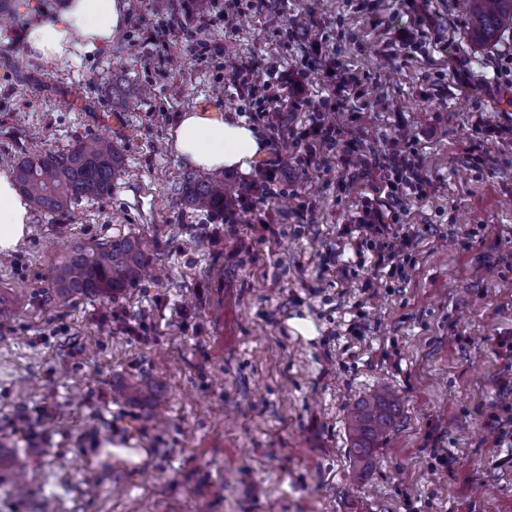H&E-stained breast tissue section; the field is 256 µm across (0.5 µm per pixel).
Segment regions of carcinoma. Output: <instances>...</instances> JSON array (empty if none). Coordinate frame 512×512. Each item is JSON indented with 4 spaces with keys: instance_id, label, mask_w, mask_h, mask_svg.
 I'll list each match as a JSON object with an SVG mask.
<instances>
[{
    "instance_id": "carcinoma-1",
    "label": "carcinoma",
    "mask_w": 512,
    "mask_h": 512,
    "mask_svg": "<svg viewBox=\"0 0 512 512\" xmlns=\"http://www.w3.org/2000/svg\"><path fill=\"white\" fill-rule=\"evenodd\" d=\"M472 38L480 44L496 41L512 27V0H468ZM112 103L126 107L133 93L121 81L112 82ZM119 150L98 139L81 140L61 152H38L17 163L15 184L32 207L48 216L68 211L74 200L108 193L122 167ZM227 187L224 179L208 177L185 186V201L192 209L222 210ZM150 244L126 237L96 242L74 250L55 270L52 285L60 296L113 297L141 275ZM399 407L396 394L382 388L357 403L349 412L350 454L366 464L373 448L394 424Z\"/></svg>"
}]
</instances>
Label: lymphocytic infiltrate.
<instances>
[{
  "mask_svg": "<svg viewBox=\"0 0 512 512\" xmlns=\"http://www.w3.org/2000/svg\"><path fill=\"white\" fill-rule=\"evenodd\" d=\"M302 61V68L287 76L269 69L262 86L247 89L255 118L265 121L269 129L277 128L282 103H289L294 111L309 105L305 92L306 64L323 66L327 81L335 91L337 110H347L364 95L360 78L329 60L320 43L305 47ZM294 136L304 152L306 164L327 171L337 168L345 173L353 168L355 142L345 139L343 128L330 123L322 113H311L307 124L295 129ZM285 166V160L276 154L261 163L247 191L225 203V223L238 224L247 217L264 223V207L277 195ZM363 173L374 181L372 193L364 197L347 222L338 227L339 238L350 245L354 258L338 264L336 276L340 281H347L353 267L368 265L389 278L404 279L409 268L415 265L413 251L417 233L403 218L408 213L410 200L426 197L433 180L422 164L414 140L400 135L389 142L383 153L368 158Z\"/></svg>",
  "mask_w": 512,
  "mask_h": 512,
  "instance_id": "f902f5d3",
  "label": "lymphocytic infiltrate"
}]
</instances>
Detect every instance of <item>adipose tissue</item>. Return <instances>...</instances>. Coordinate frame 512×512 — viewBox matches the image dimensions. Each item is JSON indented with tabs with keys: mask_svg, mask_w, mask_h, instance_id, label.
<instances>
[{
	"mask_svg": "<svg viewBox=\"0 0 512 512\" xmlns=\"http://www.w3.org/2000/svg\"><path fill=\"white\" fill-rule=\"evenodd\" d=\"M125 8L124 0H66L53 18L33 17L22 39L31 58L44 63H59L78 52L105 51L125 24ZM171 142L190 167L208 172L247 169L266 146L253 126L211 107L183 113ZM29 232L28 208L8 174L0 173V254L15 251Z\"/></svg>",
	"mask_w": 512,
	"mask_h": 512,
	"instance_id": "ef3b65f1",
	"label": "adipose tissue"
}]
</instances>
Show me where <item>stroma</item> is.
<instances>
[{
  "mask_svg": "<svg viewBox=\"0 0 512 512\" xmlns=\"http://www.w3.org/2000/svg\"><path fill=\"white\" fill-rule=\"evenodd\" d=\"M64 2L0 13V171L93 137L111 139L124 168L108 195L32 213L30 235L0 255V457L24 459L28 487L18 494L0 469V512H512V447L491 421L512 378L497 353L512 341V142L470 134L477 113L512 114V31L475 44L467 0H218L204 27L194 0H174L184 30L161 45L164 16L142 24L148 0H126L111 50L31 60L18 33ZM234 7L228 33L218 16ZM319 39L364 85L338 116L360 153L405 133L436 179L406 218L415 268L368 305L373 268L345 285L320 273L366 181L291 165L267 224H228L186 205L197 172L169 138L205 104L242 117L225 56L247 62L249 82L293 70ZM116 77L141 90L134 109L113 105ZM133 235L154 241L161 280L56 294L71 250ZM116 309L151 338L100 323ZM136 378L156 381L154 398L116 399ZM381 386L400 414L357 469L347 414Z\"/></svg>",
  "mask_w": 512,
  "mask_h": 512,
  "instance_id": "1",
  "label": "stroma"
}]
</instances>
